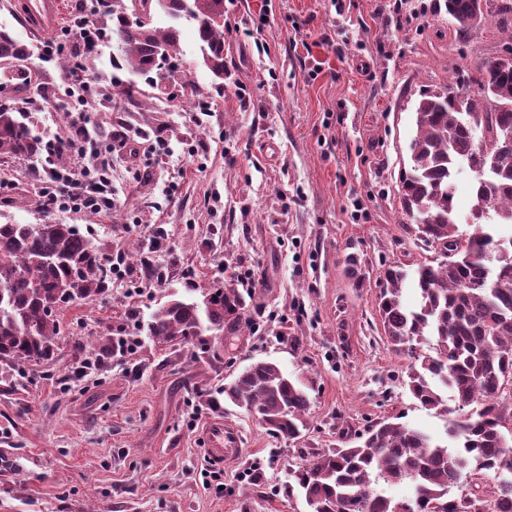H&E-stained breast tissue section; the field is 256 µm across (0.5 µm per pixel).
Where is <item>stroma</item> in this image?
Segmentation results:
<instances>
[{
    "mask_svg": "<svg viewBox=\"0 0 512 512\" xmlns=\"http://www.w3.org/2000/svg\"><path fill=\"white\" fill-rule=\"evenodd\" d=\"M0 6V29L26 44L32 69L56 96L29 110L45 140L69 135L63 62L82 57L68 34L85 0H62L49 34L63 49L43 58L19 6ZM224 0V77L202 63L196 24L180 20L178 52L162 73L135 72L115 37L88 62L98 86L139 88L135 103L98 104L86 144L107 156L110 209H44L48 157L0 163V222L71 224L105 251L147 244L162 280L142 295L112 283L102 300L59 311L52 360L18 386L0 374V512H307L281 491L303 457L382 420L403 418L436 438L445 422L404 386L409 360L392 352L376 310L384 267L432 259L398 196L420 95L473 78L512 49V24L487 19L459 37L438 0ZM250 36H243V29ZM196 87L177 97L181 83ZM213 102L196 113L194 98ZM140 131L135 148L123 133ZM357 255L360 278L346 271ZM254 271L253 318L235 336L212 333L208 350L145 339L151 312L170 297L201 299L222 287L228 264ZM139 336L101 370L78 373L77 343ZM277 363L305 386L301 438L268 434L225 401L233 375ZM197 419H190V412ZM223 420L236 437L220 463L204 433Z\"/></svg>",
    "mask_w": 512,
    "mask_h": 512,
    "instance_id": "obj_1",
    "label": "stroma"
}]
</instances>
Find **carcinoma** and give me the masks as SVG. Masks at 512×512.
Instances as JSON below:
<instances>
[{"instance_id": "obj_1", "label": "carcinoma", "mask_w": 512, "mask_h": 512, "mask_svg": "<svg viewBox=\"0 0 512 512\" xmlns=\"http://www.w3.org/2000/svg\"><path fill=\"white\" fill-rule=\"evenodd\" d=\"M481 21L512 13V0H444L455 30L467 35ZM171 19L196 22L203 62L224 79V0H140ZM121 54L132 69L150 73L156 57L178 50L179 30L153 28L112 14ZM28 50L0 29V81L17 105L0 107V156L32 158L43 145L29 113L34 90L47 92L26 66ZM416 134L399 180L403 211L435 262L383 270L377 308L390 350L411 360L405 387L426 409L446 415L453 444L435 441L403 422L383 421L352 446L313 452L294 470L284 493L304 497L318 512H394L387 487L408 483L406 512H512V58L488 61L474 80L429 90L416 104ZM472 173L475 204L460 230L453 198L458 175ZM493 260H488V255ZM112 269L101 249L72 224H0V366L19 376L51 360L60 318L48 309L92 303L110 288ZM418 294L408 306L404 286ZM236 283L212 288L202 302L174 298L146 323L157 343L203 347L218 331L248 326ZM452 393L448 408L444 392ZM224 399L245 409L274 437L305 430L309 396L278 364L257 360L224 385Z\"/></svg>"}]
</instances>
